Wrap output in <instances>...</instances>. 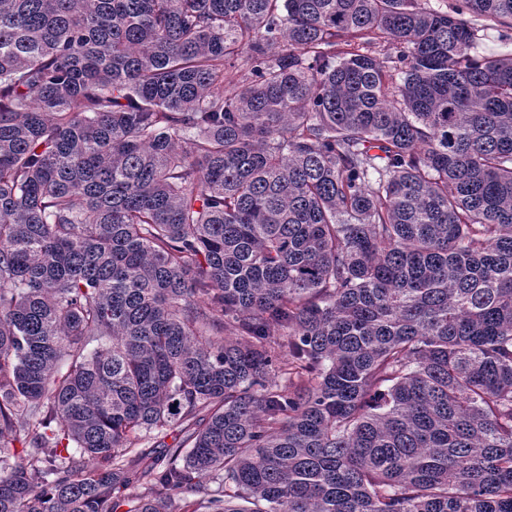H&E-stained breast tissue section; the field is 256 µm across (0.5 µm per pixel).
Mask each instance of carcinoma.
<instances>
[{"label": "carcinoma", "instance_id": "1", "mask_svg": "<svg viewBox=\"0 0 512 512\" xmlns=\"http://www.w3.org/2000/svg\"><path fill=\"white\" fill-rule=\"evenodd\" d=\"M494 27L0 0V512H512Z\"/></svg>", "mask_w": 512, "mask_h": 512}]
</instances>
